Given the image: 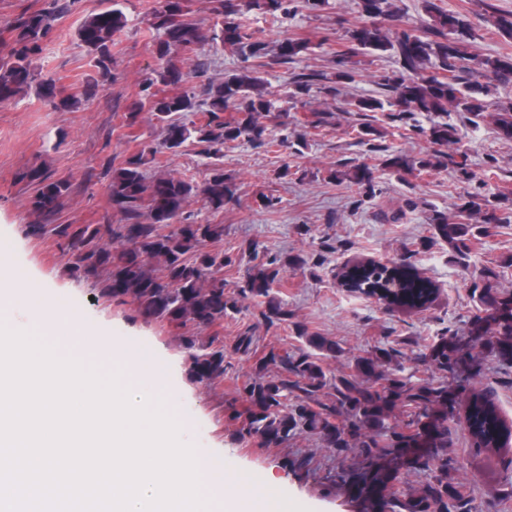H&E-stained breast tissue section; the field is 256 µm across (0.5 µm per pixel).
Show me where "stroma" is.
Returning <instances> with one entry per match:
<instances>
[{
	"instance_id": "obj_1",
	"label": "stroma",
	"mask_w": 512,
	"mask_h": 512,
	"mask_svg": "<svg viewBox=\"0 0 512 512\" xmlns=\"http://www.w3.org/2000/svg\"><path fill=\"white\" fill-rule=\"evenodd\" d=\"M434 2L469 22L466 47L471 55H512V39L484 23L493 12L512 13V0ZM391 4L390 15L377 19L386 32L420 31L432 23L425 0ZM100 5L101 0H76L58 18L34 59L42 75L56 79L62 95H82L94 72L77 30L83 17ZM154 5L155 0H128L129 27L112 48L116 79L79 109H50L32 91L0 104V268L30 281L12 316L26 322L41 295L52 293L89 325L140 352L149 366L167 370L170 395L187 423L184 442L198 452L223 455L226 482L245 481L256 497L286 502L288 512H361L351 489L327 483V474L339 461L317 435L302 433L287 445L265 447L240 436V423L231 419L229 404L270 347L302 346V328L339 344L336 357L324 362L327 374L354 372L358 359L385 347L398 350L399 357L397 367L383 366V373L431 376L422 359L428 345L445 333L469 335L484 310V284L500 295H512V223L491 224L475 233L464 257L434 230L440 217L459 222V207L468 200L473 203L469 221L474 225L490 205L503 215L512 214V139L498 134L492 118L474 127L454 112L449 117L455 128L450 143L435 144L425 134L431 126L426 114L401 121L390 111H348V98L378 95L381 75L399 72L390 57H349L346 67L354 79L341 84L339 92L315 88L296 94L293 73L334 72L336 55L350 30L367 20L361 0H290L287 13L275 19L249 13L250 25L269 53H276L279 43L292 36L310 43L309 51L293 63L266 69L276 106L260 119L266 145L228 142L211 157L189 142L178 153L155 158L156 166L197 182L204 181L213 166H221L240 188L239 204L226 205L218 214L210 213L201 199L190 204L199 222L223 225L225 292L238 300L222 324L198 332L203 342L223 337L228 362L223 381L201 384L189 373L179 329L141 315L131 300L104 298L103 281L71 276L52 236L28 232L35 221L31 200L37 185L23 179V172L38 167L69 180L71 193L57 223H113L117 217L109 203L106 174L110 159L161 141L158 123L148 112L135 110L139 82L156 64L143 23ZM196 59L208 69L206 76H196L192 64H185L186 86L193 91L206 77H221L242 65L229 46L200 49ZM318 115L326 122L317 127L313 120ZM447 153L456 163H465V172L455 166L407 171L387 165L395 156L418 160ZM363 166L372 171V184L354 181V172ZM264 193L279 197L274 209L263 207ZM272 257L282 269L272 294L288 309L287 321L274 325L263 318L252 297L240 294L255 263ZM358 258L411 264L437 288L434 303L422 311L394 312L342 287L345 268ZM242 336L253 339L250 353L236 348ZM472 354L469 390L491 394L512 421V365L480 343ZM448 454L460 463L448 479L471 499L476 512H512V451L491 455L475 448L459 416L448 423ZM304 458L309 466L297 468Z\"/></svg>"
}]
</instances>
